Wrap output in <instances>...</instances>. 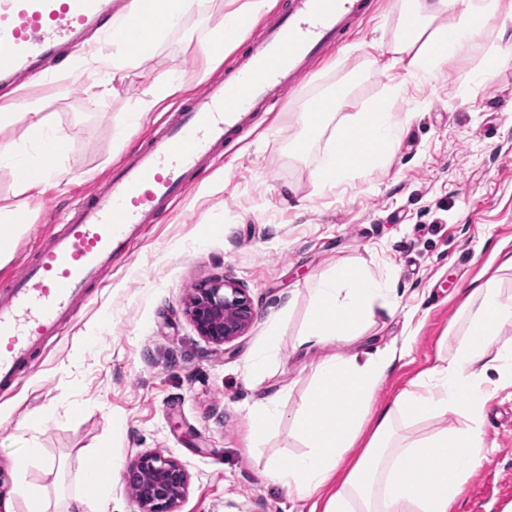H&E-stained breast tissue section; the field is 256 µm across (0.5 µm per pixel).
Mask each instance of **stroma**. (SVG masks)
I'll return each mask as SVG.
<instances>
[{
  "instance_id": "1",
  "label": "stroma",
  "mask_w": 512,
  "mask_h": 512,
  "mask_svg": "<svg viewBox=\"0 0 512 512\" xmlns=\"http://www.w3.org/2000/svg\"><path fill=\"white\" fill-rule=\"evenodd\" d=\"M241 2L201 0L183 30L124 71L106 95L68 87L57 71L13 91L0 87V102L41 100L43 116L65 142L55 182L32 199L0 163V209L23 204L28 217L0 256V294L20 256L59 223L79 192L105 181L178 100L223 73L200 44ZM370 2L363 21L289 91L287 108L257 113L244 140L225 145L223 160L196 175L186 199L149 226L132 260L115 264L20 390L0 395V512H27L24 486L47 493L53 512H61L79 491L77 470L151 450L189 474L180 512H307L263 477L268 460L302 452L301 439L286 424L246 450L248 408L278 390L288 414L310 398L321 354H295L293 343L320 275L333 267L372 273L393 288L395 314L364 327L373 347L416 339L380 397L451 349L464 288L495 274L502 253H512V58L480 78L494 44L488 37L430 81H409L394 107L407 122L385 166L322 191L324 144L294 151L298 115L390 41L394 0ZM164 75L182 82V90L123 130V116L139 111L152 81ZM388 83L378 70L360 75L345 112L380 99ZM221 277L247 291L256 315L243 336L216 346L198 335L185 305L194 288ZM275 327L282 331L277 362L248 376L247 363ZM485 432L481 465L458 512H512V387L488 401ZM31 448L38 460L19 471L15 457Z\"/></svg>"
}]
</instances>
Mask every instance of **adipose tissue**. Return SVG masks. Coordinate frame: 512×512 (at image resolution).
I'll return each instance as SVG.
<instances>
[{
  "label": "adipose tissue",
  "instance_id": "1",
  "mask_svg": "<svg viewBox=\"0 0 512 512\" xmlns=\"http://www.w3.org/2000/svg\"><path fill=\"white\" fill-rule=\"evenodd\" d=\"M198 0H148L150 28L134 39L127 22L113 20L112 52L78 58L72 75L85 92L107 90L101 70L120 73L132 63L131 44L150 51L171 32L181 30ZM268 0H243L225 14L202 44L205 55L217 63L224 58L230 31L242 17L257 18ZM462 8L463 18L448 24L447 16ZM505 11L503 0H398L394 35L382 63V71L402 68L405 76L392 80L387 96L367 109L342 114L344 95H336L325 112H302L297 149L325 139L318 181L331 188L352 175H369L379 168L385 153L400 139L404 121L390 110V100L402 94L407 79L428 80L443 63L481 39L488 25ZM482 26H474L473 17ZM455 38H448V30ZM26 120V141L39 150L17 178L20 193L38 194L43 179L41 159L61 154L63 142L49 132L41 118L38 101L0 106V129ZM356 140L355 149L342 153L338 145ZM25 141V142H26ZM498 275L469 286L458 323L457 345L451 354L397 391L386 403L377 392L394 364L407 356L414 342L374 351L361 346L363 325L377 311L393 312L397 299L383 280L366 272L339 266L320 277L314 302L304 327L296 337V350L342 344V354H332L317 366V384L308 402L285 415L281 393H273L251 409L248 447L276 433L291 422L305 450L288 462L271 460L265 477L309 503V512H453L464 485L482 460L487 402L505 387H512V343L498 345L506 328L512 327V296L503 297L500 275L512 271V256L499 266ZM456 416L459 426L414 432V425L436 418ZM115 463L91 464L75 475L81 491L66 512H95L98 489L105 473H119Z\"/></svg>",
  "mask_w": 512,
  "mask_h": 512
}]
</instances>
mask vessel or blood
<instances>
[{
    "instance_id": "b4317fda",
    "label": "vessel or blood",
    "mask_w": 512,
    "mask_h": 512,
    "mask_svg": "<svg viewBox=\"0 0 512 512\" xmlns=\"http://www.w3.org/2000/svg\"><path fill=\"white\" fill-rule=\"evenodd\" d=\"M368 0H289L245 52L176 106L145 147L114 165L103 189L87 194L0 297V392L21 384L36 355L60 337L93 285L188 194L194 173L221 159L255 113L281 108L325 49L367 12ZM119 0H0V86L41 74L61 49L112 33Z\"/></svg>"
}]
</instances>
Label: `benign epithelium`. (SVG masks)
I'll return each mask as SVG.
<instances>
[{
	"instance_id": "1",
	"label": "benign epithelium",
	"mask_w": 512,
	"mask_h": 512,
	"mask_svg": "<svg viewBox=\"0 0 512 512\" xmlns=\"http://www.w3.org/2000/svg\"><path fill=\"white\" fill-rule=\"evenodd\" d=\"M187 313L199 335L216 345L242 336L254 318L246 290L224 278L197 288L187 301ZM126 479L138 489V512H179L189 484L182 463L155 451L129 459Z\"/></svg>"
}]
</instances>
